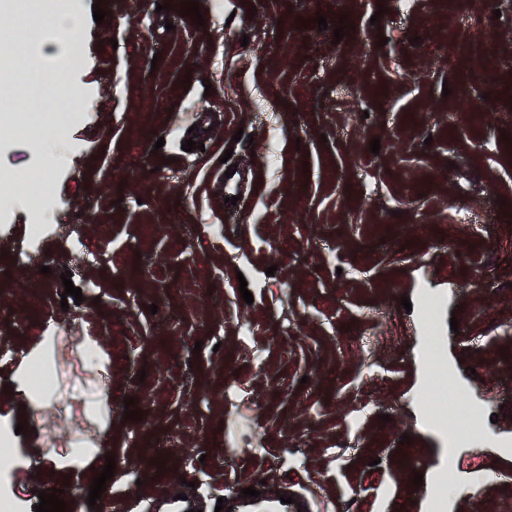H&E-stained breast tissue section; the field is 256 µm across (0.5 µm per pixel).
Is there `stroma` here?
I'll return each mask as SVG.
<instances>
[{
    "mask_svg": "<svg viewBox=\"0 0 512 512\" xmlns=\"http://www.w3.org/2000/svg\"><path fill=\"white\" fill-rule=\"evenodd\" d=\"M97 1L109 15L85 13L76 66L45 21L0 11V42L85 104L51 196L0 206V512H35L54 487L69 512H154L186 480L202 512L236 481L293 483L314 512H418L414 474L450 453L463 492L445 512H512V0H198L200 26L181 0ZM0 94L23 102L0 111V173L28 171L42 134L12 128L39 123L40 98L1 62ZM193 126L204 147L186 152ZM227 151L252 173L231 209ZM67 271L83 300L65 310ZM426 288L479 415L453 452L437 434L453 417L432 423L422 399ZM45 359L34 404L18 370ZM130 397L141 420L123 417Z\"/></svg>",
    "mask_w": 512,
    "mask_h": 512,
    "instance_id": "stroma-1",
    "label": "stroma"
}]
</instances>
